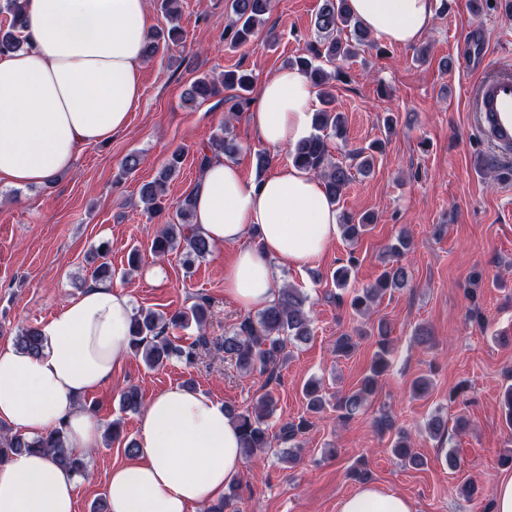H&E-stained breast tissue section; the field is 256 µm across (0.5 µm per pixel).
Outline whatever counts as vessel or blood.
Listing matches in <instances>:
<instances>
[{
  "instance_id": "obj_1",
  "label": "vessel or blood",
  "mask_w": 512,
  "mask_h": 512,
  "mask_svg": "<svg viewBox=\"0 0 512 512\" xmlns=\"http://www.w3.org/2000/svg\"><path fill=\"white\" fill-rule=\"evenodd\" d=\"M472 66L482 77L472 90V105L483 135L496 147L512 149V67L479 53Z\"/></svg>"
}]
</instances>
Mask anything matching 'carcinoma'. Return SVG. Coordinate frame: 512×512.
I'll return each instance as SVG.
<instances>
[{
    "instance_id": "obj_1",
    "label": "carcinoma",
    "mask_w": 512,
    "mask_h": 512,
    "mask_svg": "<svg viewBox=\"0 0 512 512\" xmlns=\"http://www.w3.org/2000/svg\"><path fill=\"white\" fill-rule=\"evenodd\" d=\"M4 8L10 14V24L6 29H0V54L17 52L24 47L22 29L26 24V0H4ZM230 9L234 15L232 23L224 30V42L231 49L239 48L265 25L266 15L272 9V0H231ZM318 40L311 45V56H300L286 62L290 67H296L303 72L318 88L323 109L315 113V133L294 146L290 153L292 164L306 170L324 181L327 195L335 202L339 201L343 191L352 179L351 165L343 160H332L328 155L326 138L333 134L345 137V122L343 116L333 111L334 102L333 82L346 78V73L337 66L355 54V47L369 43V34L351 15L347 0H322V5L316 14L314 22ZM183 34L179 26L173 24L166 29L152 33L146 47V58L154 57L160 49L181 43ZM252 84V74L247 72L226 71L221 83H216L208 76L195 79L186 92L188 101H207L219 96L226 88H236L240 94L234 97V104L229 112L234 113L249 104L246 96ZM382 143L374 142L365 148H359L351 153L357 161V168L362 172L371 170L375 153L381 151ZM235 146L228 139V128L221 129L198 156L199 168H204L211 154L232 156ZM182 153H173L161 168L155 180L143 185L140 195L147 211L160 214L164 210L162 200L165 197L167 180L179 170L182 163ZM175 215L178 223L163 225L154 238L151 250L157 257L169 252L180 250L184 260L191 262L204 258L212 253L213 246L202 235L196 232L190 219L193 218V193H188L175 204ZM375 221L374 216L364 214L357 217L351 213L341 216L340 229L344 239L355 242L366 232ZM109 246L101 244L93 259H101L94 269V277L98 280L112 279V267L107 261ZM357 258L349 256L347 264L336 268L332 280L338 289H345L355 268ZM408 285V274L401 265L391 266L384 270L375 284L355 293L350 301V308L362 316L368 312L371 303L389 290L401 289ZM208 302L204 299L188 308L164 314L147 309L137 312L131 321L129 344L131 351L140 356L150 368L164 364L170 358L177 356L192 363L197 356L196 348H205L209 344L208 337L201 334L189 347L177 343V340L167 336V331L173 328H187L195 325L201 331L206 327ZM312 334L311 318L305 309V297L299 289L284 286L278 289L276 302L262 310L258 315L242 318L236 329L224 336V357L246 371L257 370L268 377L276 375L287 358L288 341L304 342ZM364 327L356 326L350 332H343L336 337L334 352L338 357L350 356L358 346L356 336H364ZM376 336L377 350L372 357L369 373L366 374L360 388L336 402V409L349 418L361 407L363 402L378 388L380 378L389 367L391 346L389 329L384 322H379ZM15 344L31 355H37L42 349L43 341L39 329L27 327L16 336ZM304 396L308 407L314 412L322 410L325 398L322 394V384L317 379L309 380L304 387ZM123 409L137 411L143 405V396L135 387L126 389L121 394ZM275 406V399L269 392L259 399L251 412L239 413L228 407L226 412L237 423L242 431V455L249 458L272 447V439L268 432L266 420L270 417ZM308 427L307 421L301 419L284 422L279 428L278 438L283 443H289L304 434ZM45 451L60 466L83 477L87 471V460L67 448L64 441V431L55 428L41 436L29 438L21 434L4 435L0 438V464L12 456L25 452ZM394 457L403 465L419 467L423 465L422 458L412 448L409 439L400 434L392 442ZM207 512H240L237 506V494L234 485H229L224 497L207 508Z\"/></svg>"
}]
</instances>
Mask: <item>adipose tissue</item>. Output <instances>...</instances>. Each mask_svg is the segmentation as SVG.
<instances>
[{"label": "adipose tissue", "instance_id": "ef3b65f1", "mask_svg": "<svg viewBox=\"0 0 512 512\" xmlns=\"http://www.w3.org/2000/svg\"><path fill=\"white\" fill-rule=\"evenodd\" d=\"M436 4L348 0L376 42L404 47L429 34ZM152 28L146 0H27V46L0 56V184L48 182L85 148L126 129L141 102ZM315 100L298 70L263 81L250 113L259 143L275 153L308 138ZM338 222L322 180L295 166L251 182L238 164L214 156L202 171L194 224L213 247L236 246L224 292L244 310L274 302L277 266L317 262ZM132 317L123 290L95 283L40 324L38 355L1 343L0 421L28 437L63 428L67 447L82 456L99 447L100 425L78 401L110 387L127 363ZM135 442L134 458L108 475L109 512H194L221 498L244 466L223 403L179 386L148 401ZM77 482L48 455H17L0 466V512H76ZM338 512L414 509L408 497L369 485L342 498Z\"/></svg>", "mask_w": 512, "mask_h": 512}]
</instances>
